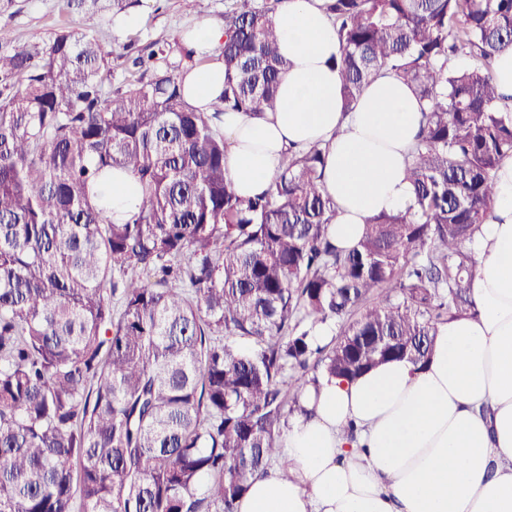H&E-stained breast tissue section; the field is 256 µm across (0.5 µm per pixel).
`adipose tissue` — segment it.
<instances>
[{"label":"adipose tissue","mask_w":512,"mask_h":512,"mask_svg":"<svg viewBox=\"0 0 512 512\" xmlns=\"http://www.w3.org/2000/svg\"><path fill=\"white\" fill-rule=\"evenodd\" d=\"M275 27L289 61L279 108L222 115L228 173L250 197L288 150L326 144L331 235L353 247L366 219L414 202L407 168L423 104L385 74L342 112L340 46L324 0H288ZM183 41L201 61L185 74V99L209 110L224 90V28L203 20ZM493 214L468 244L474 313L438 326L424 367L392 360L307 386L306 412L290 418L284 438L289 478L271 467L238 512H512V158L496 172ZM350 423L352 440L342 433Z\"/></svg>","instance_id":"adipose-tissue-1"}]
</instances>
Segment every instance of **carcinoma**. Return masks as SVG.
I'll return each instance as SVG.
<instances>
[{
  "label": "carcinoma",
  "mask_w": 512,
  "mask_h": 512,
  "mask_svg": "<svg viewBox=\"0 0 512 512\" xmlns=\"http://www.w3.org/2000/svg\"><path fill=\"white\" fill-rule=\"evenodd\" d=\"M286 2L225 11L209 112L163 48L114 88L90 33L0 42V512H237L274 464L290 478L281 445L307 384L424 365L437 326L474 311L462 245L512 157L493 76L512 0H326L343 111L382 74L425 102L412 207L367 219L348 250L329 234L324 147L288 152L252 197L227 175L220 116L278 107ZM72 5L92 28L125 0ZM118 170L140 188L122 224ZM328 322L341 334L321 345Z\"/></svg>",
  "instance_id": "cac0c4a2"
}]
</instances>
